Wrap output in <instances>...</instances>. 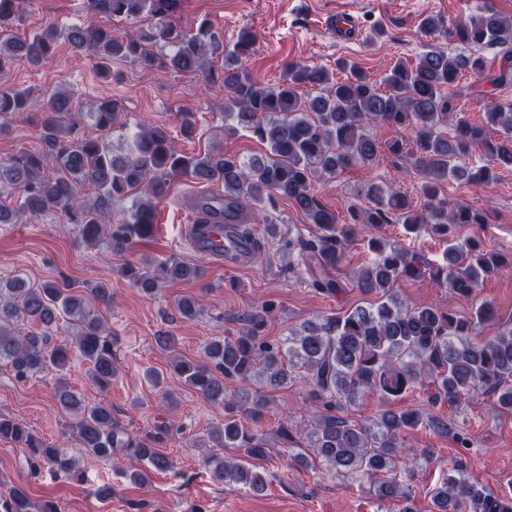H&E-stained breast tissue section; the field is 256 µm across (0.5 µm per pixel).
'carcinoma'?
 <instances>
[{
  "label": "carcinoma",
  "mask_w": 512,
  "mask_h": 512,
  "mask_svg": "<svg viewBox=\"0 0 512 512\" xmlns=\"http://www.w3.org/2000/svg\"><path fill=\"white\" fill-rule=\"evenodd\" d=\"M21 2L0 0V36L18 19ZM85 4L95 16L146 15L154 24L123 38L114 36L110 28L78 25L50 26L24 41L6 37L0 39V71L23 58L34 67L46 64L64 40L95 58L97 75L103 79L112 77L116 58L148 70L192 74L208 85L223 86L224 112L234 121L233 129L250 130L268 144L269 151L247 159L222 151L192 156L178 151L165 131L153 128L135 133L128 154L117 156L111 135L120 120L118 105L111 100L97 102L89 113L90 130L76 136L73 131L84 123L82 106L71 95L57 92L40 112L43 148L21 149L0 161V195L7 190L18 193L15 207L0 205V224H17L55 210L78 225L83 244L103 245L119 253L153 237L156 206L172 179L188 177L203 186L217 183L224 193L200 197V212L222 216L229 209L250 208L255 223L264 225V234L279 240L274 210L284 200L321 230L311 237H290L284 248L299 258L312 286L326 297L342 290L338 273L345 259L343 244L350 240L353 225L400 224L410 235L430 226L448 241V251L443 263L426 270L414 253L399 244L384 238L369 240L375 257L352 270L351 276L362 293L378 297L376 303L344 315H324L279 339L263 335L270 311L265 305L246 315L238 334L208 342L207 361L176 357L171 362L186 386L224 410L213 435L216 445L241 452L235 461L205 457L216 480L261 491L266 479L253 461L268 448L294 443L293 432L285 425L275 444L261 430L244 424L246 419L259 422L269 399L257 390L231 394L226 383L281 389L292 379V369L299 368L312 385L316 404L309 447L326 470L370 481L381 500L409 501V489L378 474L403 468L400 437L427 425L424 414L416 408L386 409L354 424L344 417L343 409L367 393L390 400L417 391L433 408L456 410L471 396L490 392L502 409L512 413V328L472 339L478 329L498 326L494 308L482 302L470 316L457 317L434 304L410 307L398 293L402 279L427 275L450 293L474 300L488 276L504 268V262L478 240L456 241L457 227L484 224L486 219L464 204L448 208L441 186L448 181L487 185L497 169H512V103L488 102L485 123L477 125L458 111L448 93L465 68L494 87L512 83V21L490 7L451 28L437 16L424 17L420 31L431 41L423 44L414 66L397 62L386 71L382 91L381 84L345 60L338 62V68L350 71L351 77L343 82L323 67L294 62L288 64L281 82L258 83L244 67L257 40L250 30L243 31L224 54V68H215L207 63V54L222 51L223 41L214 27L203 22L185 29L172 21L182 12L184 0H85ZM441 37L468 47L500 48L499 70L486 72L480 56L451 55L439 43ZM157 46H170L172 51L158 52ZM303 85L316 87L319 94L302 98L297 88ZM26 106L24 91L0 86V133ZM377 123L411 131V148L396 140L388 149L409 159L421 174L423 209L412 208L394 182L379 180L366 187L371 206L363 211L350 208L348 222L340 224L319 204L311 177L316 171L329 176L352 164L377 163L379 148L366 131ZM492 129L500 137L491 138ZM479 146L488 157L486 165L469 163V155ZM51 162L55 171L47 175ZM86 187L96 191L91 201L82 199ZM132 195L136 200L129 214L105 223L111 211ZM160 268L163 274L158 275L147 266L127 265L120 275L147 295L167 282L199 281L204 275L199 265L180 258H170ZM175 309L180 318L194 320L203 312L201 298H180ZM62 317L74 333L57 342L53 332ZM108 336L102 318L72 285L48 280L34 286L20 276L0 280V362L10 366L17 381L58 373L77 353L90 366L91 384L105 390L118 373ZM55 399L72 416L80 460L64 448L44 443L25 424L0 415V440L26 445L30 470L48 465L81 481L85 468L95 462L124 456L148 464L123 468L131 482L148 485L151 471L171 469L169 457L123 437L110 407L86 404L60 380ZM432 502L434 512H512L508 499L478 488L461 461L449 467L448 476L432 489ZM0 512H59V508L53 501L36 505L24 490L13 486L0 491Z\"/></svg>",
  "instance_id": "obj_1"
}]
</instances>
